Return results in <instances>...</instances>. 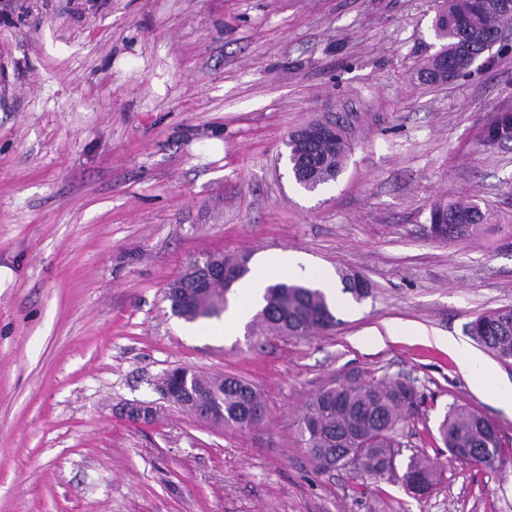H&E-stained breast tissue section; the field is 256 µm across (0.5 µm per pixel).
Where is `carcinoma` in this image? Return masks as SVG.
Here are the masks:
<instances>
[{"label":"carcinoma","mask_w":512,"mask_h":512,"mask_svg":"<svg viewBox=\"0 0 512 512\" xmlns=\"http://www.w3.org/2000/svg\"><path fill=\"white\" fill-rule=\"evenodd\" d=\"M512 25V12L506 13L502 0H442L434 20L435 36L442 41L439 57L448 59V79L470 71L493 40V34ZM339 135L336 146L311 147L310 153L331 172L320 185L335 182L347 167L351 154V124L336 115ZM492 138H512V114L496 119ZM494 215L474 201L448 202L430 212V229L443 240H466L475 236ZM247 256L224 258V269L205 271L198 263L165 291L173 314L187 322L213 319L227 309L232 287L247 277L251 269ZM344 293L357 302L368 297L371 285L363 276L338 271ZM335 308L318 288L303 283L277 282L268 286L254 324L264 333L310 336L335 326ZM471 336L503 363L512 361V307L479 314L470 322ZM174 403L203 416L199 405L212 413L210 422L226 428L245 429L258 423L266 404L258 389L236 377L207 378L190 367H179L171 379ZM419 411V399L412 386L401 379L383 377L363 380L353 377L334 381L321 389L308 403L300 421L302 443L318 468L344 470L359 476L382 478L394 473L400 454V431ZM440 438L448 449L449 460L468 465H504L512 461L504 447L500 430L483 416L462 405H451L439 424ZM404 486L414 490L421 483L426 490L438 484L433 461L413 455L401 476Z\"/></svg>","instance_id":"cac0c4a2"}]
</instances>
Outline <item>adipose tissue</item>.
<instances>
[{
  "label": "adipose tissue",
  "mask_w": 512,
  "mask_h": 512,
  "mask_svg": "<svg viewBox=\"0 0 512 512\" xmlns=\"http://www.w3.org/2000/svg\"><path fill=\"white\" fill-rule=\"evenodd\" d=\"M298 258L287 252H280L265 260L255 270L249 281L239 288L235 304L226 311L223 320L225 333H232L251 313L263 288L276 280L299 275ZM436 345L456 353L475 388L491 398L497 406L512 413V381L503 379L495 386H487L484 379L486 363L476 352L463 342L451 336L435 337Z\"/></svg>",
  "instance_id": "adipose-tissue-1"
}]
</instances>
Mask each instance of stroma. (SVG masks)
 Masks as SVG:
<instances>
[{
  "instance_id": "35a3bbf8",
  "label": "stroma",
  "mask_w": 512,
  "mask_h": 512,
  "mask_svg": "<svg viewBox=\"0 0 512 512\" xmlns=\"http://www.w3.org/2000/svg\"><path fill=\"white\" fill-rule=\"evenodd\" d=\"M437 0H0V512H512V464L449 462L437 431L467 406L512 438V415L458 358L413 331L467 340L512 306V39L436 85ZM355 126L347 168L309 192L285 142L311 120ZM497 216L434 238L437 202ZM304 255L372 285L306 337L224 335L175 317L165 289L222 253ZM189 366L254 384L246 430L171 406ZM357 374L423 399L396 467L426 453L427 495L397 475L324 471L305 405ZM157 407L132 421L131 404Z\"/></svg>"
}]
</instances>
